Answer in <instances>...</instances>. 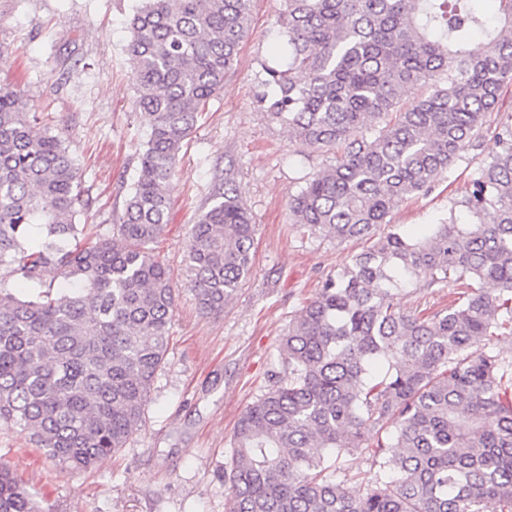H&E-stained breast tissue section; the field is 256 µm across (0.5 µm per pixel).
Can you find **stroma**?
<instances>
[{
    "label": "stroma",
    "instance_id": "obj_1",
    "mask_svg": "<svg viewBox=\"0 0 512 512\" xmlns=\"http://www.w3.org/2000/svg\"><path fill=\"white\" fill-rule=\"evenodd\" d=\"M139 0H0V87L24 90L39 129L60 137L78 167L87 234L111 232L131 192L150 125L136 103L126 53ZM284 0H252L249 32L178 154L167 187L171 222L154 244L178 289L164 363L138 431L89 471H60L27 429L0 424V460L44 512H225L224 467L234 427L281 371V337L322 282L362 249L294 224L288 208L306 179L333 165L269 123L255 75L279 41ZM512 120V83L487 116L479 147L428 192L394 210L419 233L448 212ZM232 181L257 226L255 261L222 313L202 314L188 289L187 246L219 181Z\"/></svg>",
    "mask_w": 512,
    "mask_h": 512
}]
</instances>
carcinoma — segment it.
Instances as JSON below:
<instances>
[{
	"label": "carcinoma",
	"instance_id": "obj_1",
	"mask_svg": "<svg viewBox=\"0 0 512 512\" xmlns=\"http://www.w3.org/2000/svg\"><path fill=\"white\" fill-rule=\"evenodd\" d=\"M474 2L285 0L256 104L336 154L289 211L366 247L288 325L284 371L238 419L226 512H483L487 500L512 512V355L489 348L512 334V124L447 217L419 237L376 233L479 146L512 81V0H499L496 24ZM250 11L251 0H146L133 15L127 53L151 128L118 222L93 241L76 222L85 203L68 148L36 128L23 91L0 88V270L32 285L19 296L0 276V419L30 430L62 470L92 469L138 430L175 304L151 249L170 220L166 186ZM212 200L188 248L206 315L250 274L255 235L235 187ZM48 272L66 287L47 285ZM449 283L442 310L396 307L403 288ZM356 452L374 468L361 495L336 480V461ZM0 512H42L1 461Z\"/></svg>",
	"mask_w": 512,
	"mask_h": 512
}]
</instances>
